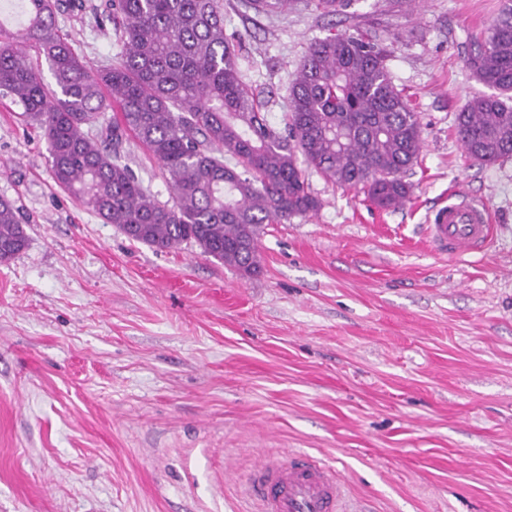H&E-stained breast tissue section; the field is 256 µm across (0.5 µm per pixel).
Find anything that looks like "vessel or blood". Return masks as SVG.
Listing matches in <instances>:
<instances>
[{"instance_id": "b4317fda", "label": "vessel or blood", "mask_w": 512, "mask_h": 512, "mask_svg": "<svg viewBox=\"0 0 512 512\" xmlns=\"http://www.w3.org/2000/svg\"><path fill=\"white\" fill-rule=\"evenodd\" d=\"M427 232L440 253L453 258L483 251L493 235L486 208L467 202L438 206ZM247 494L258 512H349L346 486L336 471L302 453L258 461Z\"/></svg>"}]
</instances>
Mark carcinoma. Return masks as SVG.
<instances>
[{
  "label": "carcinoma",
  "mask_w": 512,
  "mask_h": 512,
  "mask_svg": "<svg viewBox=\"0 0 512 512\" xmlns=\"http://www.w3.org/2000/svg\"><path fill=\"white\" fill-rule=\"evenodd\" d=\"M350 0H307L342 15ZM292 0H248L259 16ZM121 32L110 66L91 70L58 25L81 0H7L0 7V95L43 131L54 182L129 239L167 249L185 240L251 276L262 225L318 207L306 169L363 190L379 209L401 206L421 126L392 81L390 51L343 33L310 44L289 86L284 128L270 125L238 68L242 37L224 35V0H105ZM49 63L46 85L27 50ZM493 93L456 114L465 152L484 165L512 156V0L465 59ZM119 111L117 118L108 113ZM133 134L169 176L161 202L122 161ZM24 217L0 198V262L27 243Z\"/></svg>",
  "instance_id": "carcinoma-1"
}]
</instances>
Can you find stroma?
<instances>
[{"label": "stroma", "instance_id": "stroma-1", "mask_svg": "<svg viewBox=\"0 0 512 512\" xmlns=\"http://www.w3.org/2000/svg\"><path fill=\"white\" fill-rule=\"evenodd\" d=\"M84 0L59 27L90 66L114 31ZM503 0H351L259 16L241 75L283 127L308 46L376 33L423 148L409 199L381 210L309 172L316 211L264 225L249 277L191 240H129L52 179L48 143L0 99V198L27 221L0 263V512H251L264 457L324 459L363 512H512V157L469 158L454 117L484 92L464 58ZM126 162L159 200L168 177L136 138ZM488 208L486 253L434 252L430 210Z\"/></svg>", "mask_w": 512, "mask_h": 512}]
</instances>
